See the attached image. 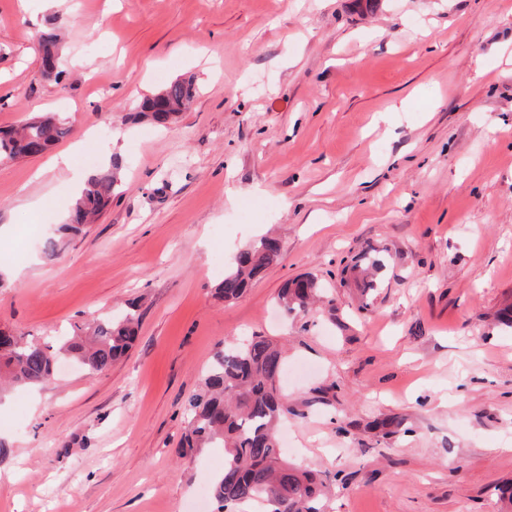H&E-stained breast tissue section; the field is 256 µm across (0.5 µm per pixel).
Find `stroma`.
Wrapping results in <instances>:
<instances>
[{
    "instance_id": "obj_1",
    "label": "stroma",
    "mask_w": 512,
    "mask_h": 512,
    "mask_svg": "<svg viewBox=\"0 0 512 512\" xmlns=\"http://www.w3.org/2000/svg\"><path fill=\"white\" fill-rule=\"evenodd\" d=\"M189 76L176 124L127 121ZM41 112L65 115L71 161L0 163V325L54 340L132 302L140 325L107 373L0 397V512H195L224 451L181 455L185 406L220 343L253 335L288 344L280 432L330 487L323 512H499L512 0H0V128ZM106 144L118 193L48 259L71 173ZM270 231L283 261L216 297L215 257ZM367 249L386 266L364 297L349 267ZM309 274L333 306L283 317L279 289ZM41 66L43 73L48 77L60 79L63 75V70L60 69V56L57 47V41L54 37H47L42 44V57Z\"/></svg>"
}]
</instances>
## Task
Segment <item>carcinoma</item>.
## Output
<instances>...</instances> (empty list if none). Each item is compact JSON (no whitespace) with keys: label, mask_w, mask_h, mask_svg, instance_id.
I'll return each mask as SVG.
<instances>
[{"label":"carcinoma","mask_w":512,"mask_h":512,"mask_svg":"<svg viewBox=\"0 0 512 512\" xmlns=\"http://www.w3.org/2000/svg\"><path fill=\"white\" fill-rule=\"evenodd\" d=\"M41 66L48 77L63 75L57 41L47 37L42 44ZM198 93L194 79H175L142 99L136 114L158 124L175 122ZM70 132L67 122L51 113L37 115L18 128L0 130V161L38 156ZM118 160L109 169L94 174L76 198L72 218L43 243L42 251L56 257L68 234L81 233L95 216L111 203L118 187ZM283 259L281 242L264 236L242 249L235 266L224 272L218 284L224 300L241 297L269 267ZM383 260L364 251L352 267L361 293L376 290L372 272ZM322 281L308 275L284 284L277 295L285 316L308 312L323 298ZM138 318L128 313L108 317L53 344L0 330V378L14 387H46L53 383L55 365L62 356L76 360L90 376L112 368L131 348ZM285 367L283 349L266 336L255 335L235 346H224L214 356L202 388L187 403L188 428L181 441L183 455L200 448L224 449V467L210 476L216 512H241L244 503H254L259 512H319L325 484L320 477L288 461L280 448L277 427L288 415L299 412L288 406L280 390Z\"/></svg>","instance_id":"obj_1"}]
</instances>
